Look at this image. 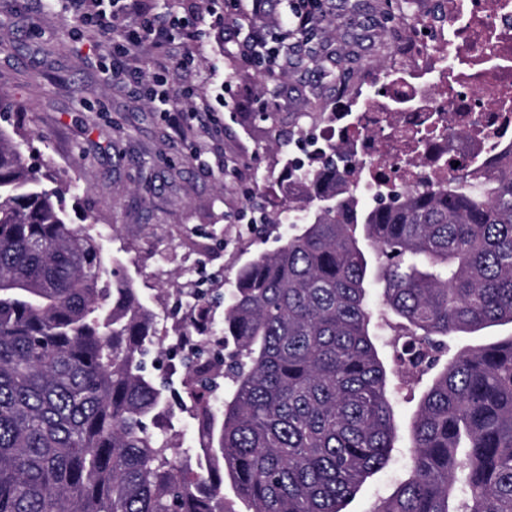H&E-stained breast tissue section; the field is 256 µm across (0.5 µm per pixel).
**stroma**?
<instances>
[{
    "mask_svg": "<svg viewBox=\"0 0 512 512\" xmlns=\"http://www.w3.org/2000/svg\"><path fill=\"white\" fill-rule=\"evenodd\" d=\"M150 0L152 12L198 33L184 43L197 70L170 69L173 91L190 85L194 99L213 102L198 113L194 133L178 136L161 102L133 83L107 80L110 56L66 0H0V93L10 122L38 132L33 146L52 159L60 177L80 185V206L101 229H114V247L142 288L229 289L237 267L253 253L277 249L285 234L253 236L257 210L274 213L288 196L284 150L259 118L271 103L305 111L300 84L332 105L333 84L319 72L274 77L230 66L239 31L224 0ZM408 466L396 452L389 466L358 494L350 512H372Z\"/></svg>",
    "mask_w": 512,
    "mask_h": 512,
    "instance_id": "35a3bbf8",
    "label": "stroma"
}]
</instances>
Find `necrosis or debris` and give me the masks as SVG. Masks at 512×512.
Returning <instances> with one entry per match:
<instances>
[{
    "label": "necrosis or debris",
    "instance_id": "4bbe7bcc",
    "mask_svg": "<svg viewBox=\"0 0 512 512\" xmlns=\"http://www.w3.org/2000/svg\"><path fill=\"white\" fill-rule=\"evenodd\" d=\"M386 55L299 149L350 147L367 202L492 175L512 158V0H395Z\"/></svg>",
    "mask_w": 512,
    "mask_h": 512
}]
</instances>
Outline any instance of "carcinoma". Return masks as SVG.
<instances>
[{
	"instance_id": "carcinoma-1",
	"label": "carcinoma",
	"mask_w": 512,
	"mask_h": 512,
	"mask_svg": "<svg viewBox=\"0 0 512 512\" xmlns=\"http://www.w3.org/2000/svg\"><path fill=\"white\" fill-rule=\"evenodd\" d=\"M326 17L276 33L284 67L328 62ZM360 57L345 50L329 80ZM304 112L263 113L280 130ZM0 126V512H348L399 440L389 374L430 376L409 465L373 512H512V334L442 360L455 334L512 326V168L490 179L360 206L344 146L288 195L296 231L238 270L212 326L186 313L174 341L219 336L220 360L186 364L182 406L145 366L158 313L106 243L70 222L50 160ZM399 337L384 352L372 302ZM229 486L232 495L224 493Z\"/></svg>"
}]
</instances>
